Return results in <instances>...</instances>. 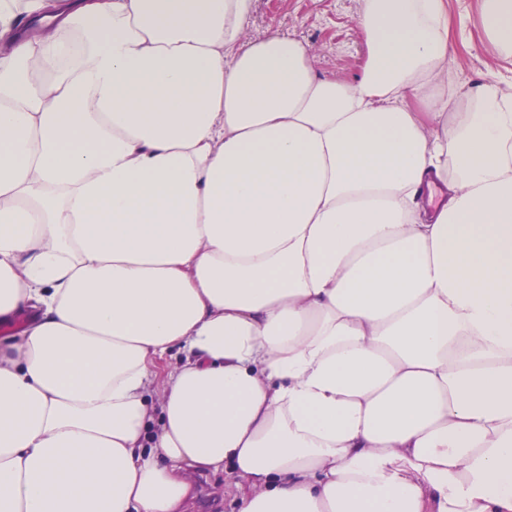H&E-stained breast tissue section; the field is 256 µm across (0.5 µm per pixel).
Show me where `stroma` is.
Masks as SVG:
<instances>
[{
  "mask_svg": "<svg viewBox=\"0 0 512 512\" xmlns=\"http://www.w3.org/2000/svg\"><path fill=\"white\" fill-rule=\"evenodd\" d=\"M359 0H254L247 33L259 37L275 31L292 34L311 49L320 76L355 80L368 49L358 25ZM453 45L448 57L466 80L512 82V60H502L481 34L480 0H448ZM233 477L226 472L197 479L188 512H240Z\"/></svg>",
  "mask_w": 512,
  "mask_h": 512,
  "instance_id": "obj_1",
  "label": "stroma"
}]
</instances>
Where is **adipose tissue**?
<instances>
[{
    "label": "adipose tissue",
    "instance_id": "1",
    "mask_svg": "<svg viewBox=\"0 0 512 512\" xmlns=\"http://www.w3.org/2000/svg\"><path fill=\"white\" fill-rule=\"evenodd\" d=\"M252 5L0 0V512H512V87L446 0L353 81ZM453 45L448 63L467 81L482 78L512 82V60H502L496 49L481 34V0H447ZM463 21L464 33L460 32ZM234 478L225 472L205 474L197 479L196 495L188 512H239V497L233 486Z\"/></svg>",
    "mask_w": 512,
    "mask_h": 512
}]
</instances>
